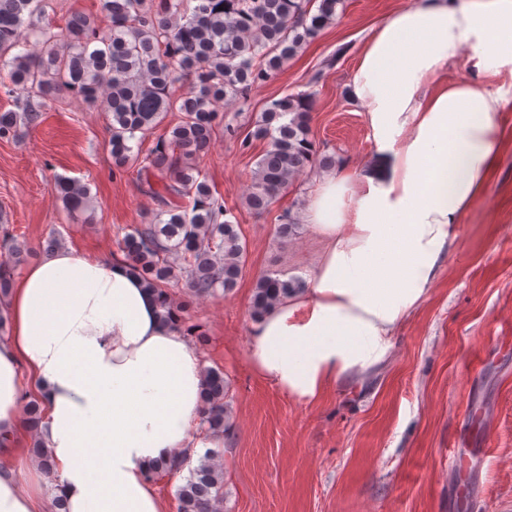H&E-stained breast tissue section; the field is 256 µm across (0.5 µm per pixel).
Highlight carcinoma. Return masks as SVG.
I'll list each match as a JSON object with an SVG mask.
<instances>
[{"label":"carcinoma","mask_w":512,"mask_h":512,"mask_svg":"<svg viewBox=\"0 0 512 512\" xmlns=\"http://www.w3.org/2000/svg\"><path fill=\"white\" fill-rule=\"evenodd\" d=\"M318 2L311 12V2ZM343 0H100L108 22L71 13L61 31L47 20L51 0H0V95L14 108L0 111V139L37 124L42 112L65 92L111 115L112 159L122 169L139 161L136 135L158 127L167 113H182L170 135L158 138L148 164L138 169L145 193L157 202L153 218L122 237L120 252L164 297V320L201 342L203 325L187 321L171 302L168 286L185 280L196 296L235 288L247 246L226 219L224 199L200 179L193 160L210 145L217 128L237 139L243 153L267 141L254 171L248 209L269 210L276 197L308 167L336 158L317 157L309 138L308 94L271 100L253 128L224 124L216 104L246 94L274 77L284 62L336 20ZM56 191L71 212L88 207L89 188L60 177ZM0 244V301L12 286L27 249L9 231ZM304 288L302 281L266 275L256 282L251 316L258 319L282 299ZM229 384L219 369L204 370L201 424L213 434L229 428ZM177 512H224V471L212 451L190 470L176 493Z\"/></svg>","instance_id":"obj_1"}]
</instances>
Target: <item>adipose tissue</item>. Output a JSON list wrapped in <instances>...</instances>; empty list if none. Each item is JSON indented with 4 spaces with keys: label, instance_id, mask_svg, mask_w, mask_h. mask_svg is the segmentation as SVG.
Wrapping results in <instances>:
<instances>
[{
    "label": "adipose tissue",
    "instance_id": "obj_1",
    "mask_svg": "<svg viewBox=\"0 0 512 512\" xmlns=\"http://www.w3.org/2000/svg\"><path fill=\"white\" fill-rule=\"evenodd\" d=\"M468 78L449 81L459 46ZM512 66V0H415L369 30L350 82L380 161L322 177L306 223L328 240L308 288L257 319L248 361L280 391L314 400L388 355L424 299L462 215L500 151L504 103L485 80ZM125 262L58 250L10 290L0 341V454L21 455V403L68 512H166L148 470L220 448L198 430L203 366ZM41 475L0 466V512H43Z\"/></svg>",
    "mask_w": 512,
    "mask_h": 512
}]
</instances>
